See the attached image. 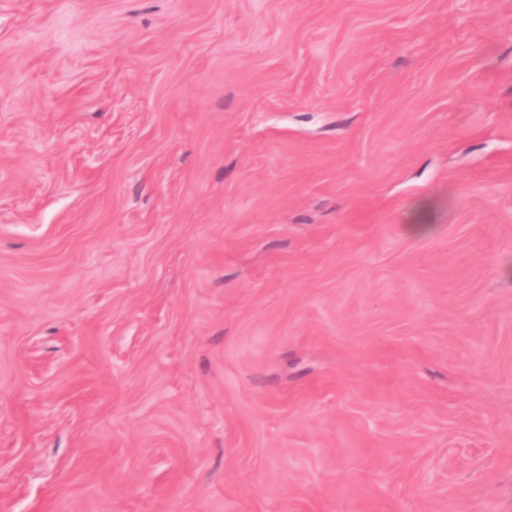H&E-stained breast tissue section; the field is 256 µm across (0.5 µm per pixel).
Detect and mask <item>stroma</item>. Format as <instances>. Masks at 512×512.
Masks as SVG:
<instances>
[{
    "label": "stroma",
    "instance_id": "1",
    "mask_svg": "<svg viewBox=\"0 0 512 512\" xmlns=\"http://www.w3.org/2000/svg\"><path fill=\"white\" fill-rule=\"evenodd\" d=\"M0 512H512V0H0Z\"/></svg>",
    "mask_w": 512,
    "mask_h": 512
}]
</instances>
